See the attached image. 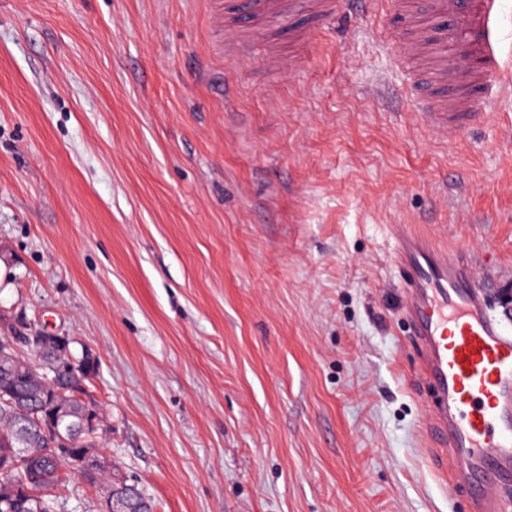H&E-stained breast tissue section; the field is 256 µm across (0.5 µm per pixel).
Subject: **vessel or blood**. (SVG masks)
I'll list each match as a JSON object with an SVG mask.
<instances>
[{
	"label": "vessel or blood",
	"instance_id": "b4317fda",
	"mask_svg": "<svg viewBox=\"0 0 512 512\" xmlns=\"http://www.w3.org/2000/svg\"><path fill=\"white\" fill-rule=\"evenodd\" d=\"M502 2L426 0L427 12L450 21L468 55L483 61L470 69L421 35L404 41L401 61L416 64L417 81L428 87L419 105L429 126L459 133L476 120L478 99L502 73L492 46ZM211 5V22L223 29L232 57L251 64V41L228 22L220 0ZM241 7L256 19L282 12L281 0H243ZM390 232L421 371L434 395L427 435L448 449L471 512H503L498 490L512 483V311L490 312L470 256L411 224L391 225Z\"/></svg>",
	"mask_w": 512,
	"mask_h": 512
}]
</instances>
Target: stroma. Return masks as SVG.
I'll return each instance as SVG.
<instances>
[{
    "instance_id": "obj_1",
    "label": "stroma",
    "mask_w": 512,
    "mask_h": 512,
    "mask_svg": "<svg viewBox=\"0 0 512 512\" xmlns=\"http://www.w3.org/2000/svg\"><path fill=\"white\" fill-rule=\"evenodd\" d=\"M209 0H0V314L91 351L95 444L154 512H470L431 403L393 224L512 294V89L451 139L403 23L361 0L238 68Z\"/></svg>"
}]
</instances>
